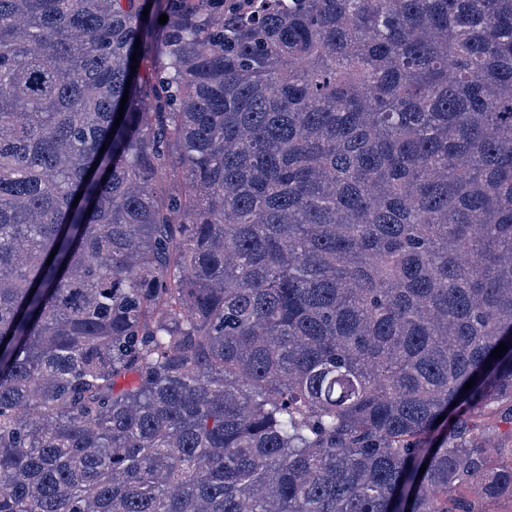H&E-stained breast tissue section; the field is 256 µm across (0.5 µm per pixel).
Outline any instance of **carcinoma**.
<instances>
[{
  "label": "carcinoma",
  "mask_w": 512,
  "mask_h": 512,
  "mask_svg": "<svg viewBox=\"0 0 512 512\" xmlns=\"http://www.w3.org/2000/svg\"><path fill=\"white\" fill-rule=\"evenodd\" d=\"M505 436L512 0H0V512H493Z\"/></svg>",
  "instance_id": "1"
}]
</instances>
